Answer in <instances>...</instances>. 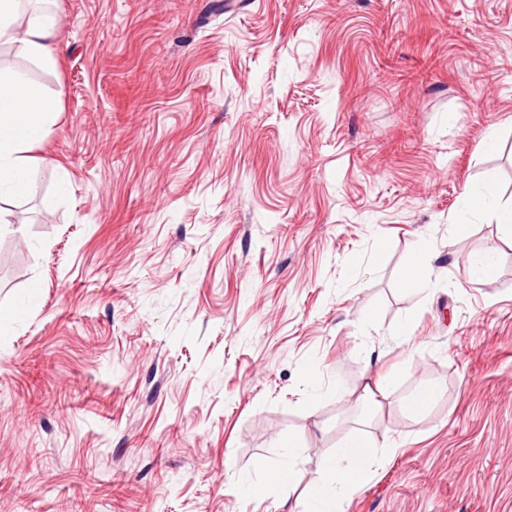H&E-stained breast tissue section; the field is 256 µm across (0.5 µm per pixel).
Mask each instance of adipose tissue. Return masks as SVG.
<instances>
[{
    "instance_id": "adipose-tissue-1",
    "label": "adipose tissue",
    "mask_w": 512,
    "mask_h": 512,
    "mask_svg": "<svg viewBox=\"0 0 512 512\" xmlns=\"http://www.w3.org/2000/svg\"><path fill=\"white\" fill-rule=\"evenodd\" d=\"M45 0H0V45L13 44L21 54L46 70L55 69L57 23ZM59 98L34 83L21 70H0V201L28 194L37 163L32 149L49 135ZM372 457V448L357 452L355 441L328 454L319 475L310 482L307 512H341V494L358 489L368 467H354L357 455ZM301 477L299 455L289 451L267 468L263 478L245 484L247 494L261 499L270 487L283 486Z\"/></svg>"
}]
</instances>
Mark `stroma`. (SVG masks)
I'll use <instances>...</instances> for the list:
<instances>
[{
    "instance_id": "stroma-1",
    "label": "stroma",
    "mask_w": 512,
    "mask_h": 512,
    "mask_svg": "<svg viewBox=\"0 0 512 512\" xmlns=\"http://www.w3.org/2000/svg\"><path fill=\"white\" fill-rule=\"evenodd\" d=\"M236 2L56 0L58 68L0 61L60 96L0 213V512H303L353 435L344 512H512V230L462 202L512 203V0ZM495 176L487 174L483 186L474 191H466L464 205L469 208L491 209L494 212L498 224H512V205L501 206L497 203L494 194ZM430 275V265L427 256V247L420 243L416 247L413 260L403 273L405 285L412 287L424 283ZM298 460L299 453L289 449L284 459L276 465L267 468L261 480L246 482V493L255 499H262L266 496L271 486L289 485L299 481L301 470Z\"/></svg>"
}]
</instances>
